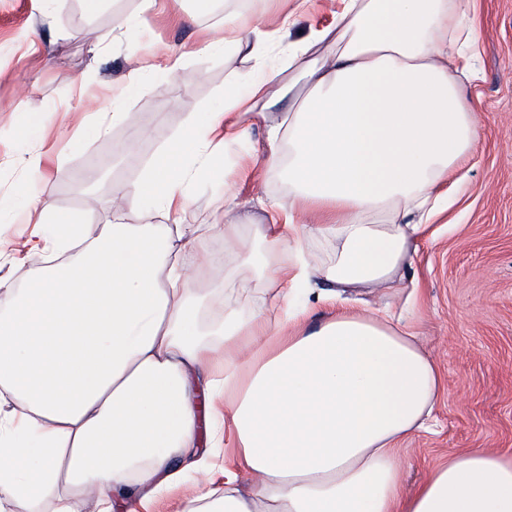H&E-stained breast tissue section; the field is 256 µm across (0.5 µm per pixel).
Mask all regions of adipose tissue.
Here are the masks:
<instances>
[{"instance_id":"adipose-tissue-1","label":"adipose tissue","mask_w":512,"mask_h":512,"mask_svg":"<svg viewBox=\"0 0 512 512\" xmlns=\"http://www.w3.org/2000/svg\"><path fill=\"white\" fill-rule=\"evenodd\" d=\"M293 2L280 31L228 16L202 43L247 48L253 79L225 84L223 108L121 190L103 235L80 245L79 216L39 201L41 248L65 259L0 308V500L73 512L91 491L96 512H152L179 490L183 512H512V458L484 448L405 489L402 446L435 411L440 369L402 319L339 301L397 287L462 184L477 136L456 45L479 22L466 0H341L335 28L269 64L303 14ZM257 121L267 145L242 169L277 172L288 193L262 223L225 201L224 265L251 256L253 225L279 315L243 311L242 288L212 320L215 261H183L191 185ZM143 207L154 223H127ZM311 239L335 242L334 259L312 266ZM317 281L331 309L311 329ZM223 446L240 463L223 487L188 486Z\"/></svg>"}]
</instances>
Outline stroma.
I'll use <instances>...</instances> for the list:
<instances>
[{"label":"stroma","instance_id":"1","mask_svg":"<svg viewBox=\"0 0 512 512\" xmlns=\"http://www.w3.org/2000/svg\"><path fill=\"white\" fill-rule=\"evenodd\" d=\"M470 11L481 21L467 49L477 145L451 223L431 225L404 271V284L420 285L418 306L404 310L391 291L377 298L351 292L405 314L443 374L431 431L403 451L411 487L452 452L488 448L512 456V0H471ZM121 16L130 25L118 26ZM223 19L220 0H153L146 10L140 0H104L94 11L85 0H0V195L12 202L0 212V286L22 287L46 265V254L27 247L38 230L32 197L78 215L88 238L97 237L112 221V190L134 184L169 136L219 104L225 83L247 81L252 64L244 53H181ZM174 54L197 73L195 83L145 71L148 59ZM132 78L134 93L122 96ZM36 112L45 113V127L30 136ZM112 112L126 113V123L93 133ZM136 125L141 151L132 162L115 160L114 146ZM36 150L45 158L33 180L24 160ZM232 189L255 212L262 200L288 192L272 171L236 180ZM224 191L213 174L191 188L196 247L210 254L224 251ZM210 282L229 294L255 286L251 308L269 307L255 265L215 269Z\"/></svg>","mask_w":512,"mask_h":512}]
</instances>
